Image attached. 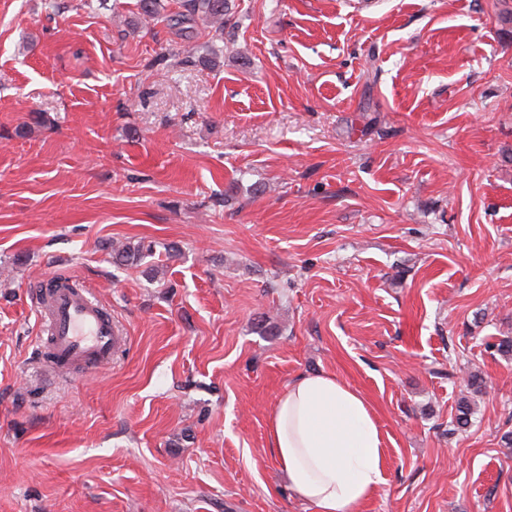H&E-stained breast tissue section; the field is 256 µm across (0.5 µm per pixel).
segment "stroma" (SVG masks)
Here are the masks:
<instances>
[{
	"label": "stroma",
	"instance_id": "stroma-1",
	"mask_svg": "<svg viewBox=\"0 0 512 512\" xmlns=\"http://www.w3.org/2000/svg\"><path fill=\"white\" fill-rule=\"evenodd\" d=\"M136 3L0 0V512H315L267 423L320 371L386 439L355 512H512V0H228L185 36ZM56 273L111 368L39 372Z\"/></svg>",
	"mask_w": 512,
	"mask_h": 512
}]
</instances>
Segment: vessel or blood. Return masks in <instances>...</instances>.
Returning <instances> with one entry per match:
<instances>
[{"mask_svg":"<svg viewBox=\"0 0 512 512\" xmlns=\"http://www.w3.org/2000/svg\"><path fill=\"white\" fill-rule=\"evenodd\" d=\"M41 343L57 368L98 371L111 366L126 338L91 289L65 275L46 277L37 294Z\"/></svg>","mask_w":512,"mask_h":512,"instance_id":"vessel-or-blood-1","label":"vessel or blood"}]
</instances>
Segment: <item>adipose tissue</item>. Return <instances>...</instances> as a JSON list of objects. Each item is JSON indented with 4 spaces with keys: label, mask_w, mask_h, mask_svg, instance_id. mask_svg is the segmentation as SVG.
Returning <instances> with one entry per match:
<instances>
[{
    "label": "adipose tissue",
    "mask_w": 512,
    "mask_h": 512,
    "mask_svg": "<svg viewBox=\"0 0 512 512\" xmlns=\"http://www.w3.org/2000/svg\"><path fill=\"white\" fill-rule=\"evenodd\" d=\"M268 446L291 489L316 512H353L384 481L378 421L366 399L331 373L288 384L268 417Z\"/></svg>",
    "instance_id": "adipose-tissue-1"
}]
</instances>
